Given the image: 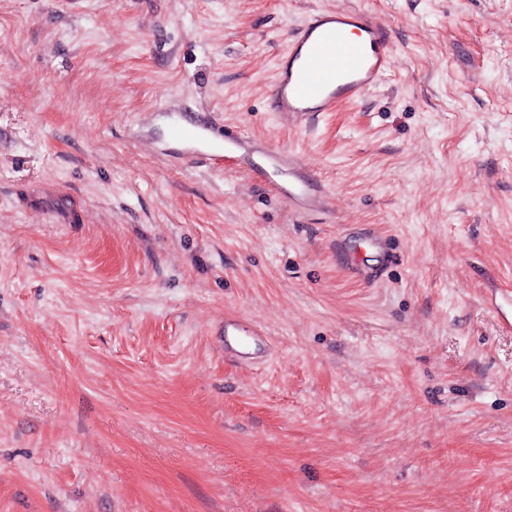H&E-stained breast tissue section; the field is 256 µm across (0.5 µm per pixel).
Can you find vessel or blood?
Returning <instances> with one entry per match:
<instances>
[{
	"mask_svg": "<svg viewBox=\"0 0 512 512\" xmlns=\"http://www.w3.org/2000/svg\"><path fill=\"white\" fill-rule=\"evenodd\" d=\"M359 31L358 42H348V28ZM393 63L391 36L370 16L358 12L323 11L308 19L287 38L269 86L273 111L302 122L320 112H332L345 102L361 99L378 85ZM215 125L174 122L171 136L196 145ZM273 167L288 171L291 184L282 186L288 199L307 196L310 185L300 175L302 163L295 154L270 152ZM259 330L236 319L224 321V349L238 359H248L261 348Z\"/></svg>",
	"mask_w": 512,
	"mask_h": 512,
	"instance_id": "b4317fda",
	"label": "vessel or blood"
}]
</instances>
